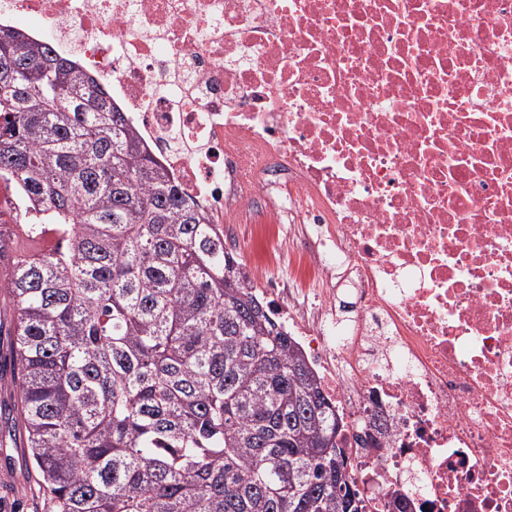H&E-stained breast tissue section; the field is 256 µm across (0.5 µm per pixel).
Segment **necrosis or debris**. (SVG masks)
<instances>
[{"label":"necrosis or debris","mask_w":512,"mask_h":512,"mask_svg":"<svg viewBox=\"0 0 512 512\" xmlns=\"http://www.w3.org/2000/svg\"><path fill=\"white\" fill-rule=\"evenodd\" d=\"M22 24L252 225L250 282L302 255L273 306L371 512H512V0H0Z\"/></svg>","instance_id":"necrosis-or-debris-1"}]
</instances>
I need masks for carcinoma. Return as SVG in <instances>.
I'll return each instance as SVG.
<instances>
[{"label": "carcinoma", "instance_id": "carcinoma-1", "mask_svg": "<svg viewBox=\"0 0 512 512\" xmlns=\"http://www.w3.org/2000/svg\"><path fill=\"white\" fill-rule=\"evenodd\" d=\"M65 250L7 273L51 512H366L336 404L242 259L50 44L0 28V180Z\"/></svg>", "mask_w": 512, "mask_h": 512}]
</instances>
